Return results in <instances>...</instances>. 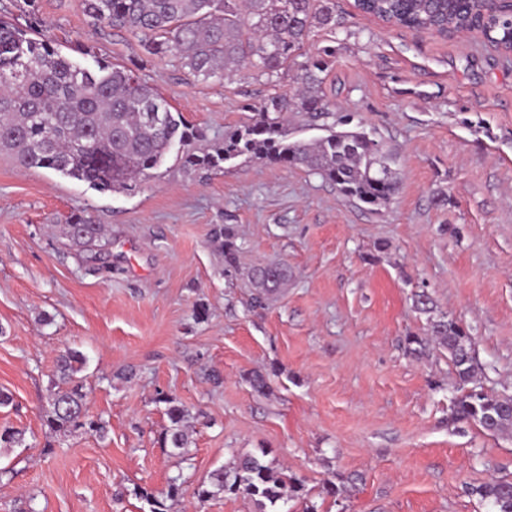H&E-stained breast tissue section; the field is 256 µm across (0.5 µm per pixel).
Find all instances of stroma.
Returning <instances> with one entry per match:
<instances>
[{"label":"stroma","instance_id":"1","mask_svg":"<svg viewBox=\"0 0 512 512\" xmlns=\"http://www.w3.org/2000/svg\"><path fill=\"white\" fill-rule=\"evenodd\" d=\"M64 55L81 40L135 72L219 141L290 77L242 67L198 80L136 37L100 30L80 0H36ZM324 89L337 120L396 157L397 191L372 211L305 168L243 162L185 171L175 155L129 194H102L0 153V512H150L181 477L173 512H262L243 495L203 502L195 489L242 454L303 484L263 512H492L469 493L512 479V437L450 419L446 351L408 352L430 334L413 294L467 327L486 390L512 394V53L480 32L440 36L392 26L336 0ZM105 225L98 251L60 233L73 210ZM234 225L247 264L292 275L254 310L211 243ZM205 304L207 319L194 309ZM81 352L90 415L106 438L43 425L55 359ZM131 370V379L117 378ZM270 376L254 393L249 377ZM221 384H214L212 374ZM195 417L185 457L159 438L158 392Z\"/></svg>","mask_w":512,"mask_h":512}]
</instances>
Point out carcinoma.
<instances>
[{
  "label": "carcinoma",
  "instance_id": "cac0c4a2",
  "mask_svg": "<svg viewBox=\"0 0 512 512\" xmlns=\"http://www.w3.org/2000/svg\"><path fill=\"white\" fill-rule=\"evenodd\" d=\"M365 14L415 32L479 29L497 48L512 51V14L491 9L489 0H355ZM82 11L100 29L125 30L138 37L144 55L172 57L196 79L224 76L245 64L261 75L279 76L303 50L312 33L336 26V0H81ZM41 21L29 11L24 21L0 12V152L25 169L41 168L86 184L101 193H130L158 169L173 148L186 171L220 170L241 159L284 167H306L332 183L343 196L376 210L396 193L394 158L383 145L357 130L311 140H288L285 115L295 112L308 125L333 114L324 93V73L334 49L308 57L300 88L275 93L249 122L211 142L182 113L131 69L99 58L94 47L75 51L90 57L83 65L61 54L53 39L38 35ZM73 243L90 246L103 226L74 211L62 226ZM213 241L228 270L241 273V246L225 224ZM286 264L253 266L246 272L250 299L262 308L288 283ZM431 340L446 350L456 376L451 419L469 421L495 435L512 430V394H493L477 384L480 367L468 331L454 319L430 321ZM85 358L68 349L58 355L48 389L44 426L54 434L91 432L103 438L107 423L89 416L82 371ZM170 425L161 437L171 454L183 456L192 443L190 413L175 397L161 393ZM303 490L294 477L245 454L229 468L211 471L197 487L204 502L220 494H242L275 505L284 488ZM495 512H512V481L491 478L470 488ZM180 495L178 479L166 495L146 496L151 512H171Z\"/></svg>",
  "mask_w": 512,
  "mask_h": 512
}]
</instances>
